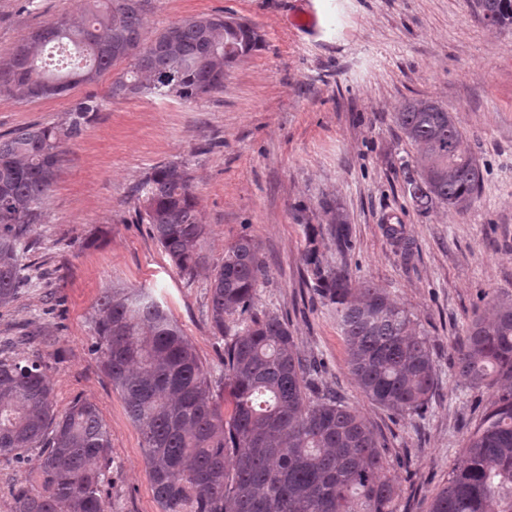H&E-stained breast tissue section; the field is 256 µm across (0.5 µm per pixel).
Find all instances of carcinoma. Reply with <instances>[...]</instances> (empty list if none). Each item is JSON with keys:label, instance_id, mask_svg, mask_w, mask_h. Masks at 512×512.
Wrapping results in <instances>:
<instances>
[{"label": "carcinoma", "instance_id": "1", "mask_svg": "<svg viewBox=\"0 0 512 512\" xmlns=\"http://www.w3.org/2000/svg\"><path fill=\"white\" fill-rule=\"evenodd\" d=\"M151 6L152 0H90L79 18L32 31L0 62V94L27 101L62 96L127 60L109 97L192 102L222 90L226 72L260 46L247 23L224 53V22L204 13L148 39L143 20ZM472 10L488 27L512 28V0H472ZM64 46L79 63L45 69V52ZM97 111L87 98L71 109L65 127L32 124L0 136V307L16 302L25 286V238L66 162L64 143ZM395 123L419 147L416 158L400 163L417 210L468 211L483 170L451 114L413 98ZM138 192L142 220L176 268L190 275L203 266L205 227L187 168L159 165ZM327 232L340 254L352 252L341 208ZM306 264V285L336 310L361 393L393 415L423 413L436 376L418 318L344 266L325 269L313 252ZM266 273L252 239L242 237L224 250L210 280L213 327L225 337L219 394L181 326L149 292L111 288L99 299L92 351L142 435L160 512H394L385 445L357 409L320 385L316 362L298 353L288 322L266 313L243 319L231 335L225 331L224 317L250 311ZM493 302L492 316L474 318L450 344L458 374L472 388L493 389V399L429 512H512V296ZM51 394L39 360L0 359V456L23 463L30 449H40L34 473L13 491L12 512H105L111 444L98 408L77 398L59 414Z\"/></svg>", "mask_w": 512, "mask_h": 512}]
</instances>
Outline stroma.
Segmentation results:
<instances>
[{
  "label": "stroma",
  "mask_w": 512,
  "mask_h": 512,
  "mask_svg": "<svg viewBox=\"0 0 512 512\" xmlns=\"http://www.w3.org/2000/svg\"><path fill=\"white\" fill-rule=\"evenodd\" d=\"M85 0H0V59L34 28L77 17ZM229 12L263 42L224 78L222 91L185 103L112 99L111 76L68 95L27 102L0 95V135L29 124L67 125L96 95L80 135L29 232L28 282L0 308V354L36 357L52 404L95 402L111 440L107 512H160L145 472L144 442L91 352L97 302L108 288H143L167 306L212 382L224 339L210 317V279L224 250L251 238L268 265L252 315L288 320L301 356L320 358L324 386L357 408L385 445L395 512H429L492 397L449 360V345L496 295H512V29L492 30L470 0H153L145 34L185 17ZM313 18L299 25L300 16ZM412 98L448 110L484 166L464 214H423L396 169L419 148L395 114ZM192 177L207 264L182 275L142 223L136 188L158 165ZM349 216L354 250L322 234L327 206ZM402 225L409 249L387 235ZM348 263L413 312L429 333L437 386L427 410L396 416L368 402L350 374L336 314L306 288L305 257Z\"/></svg>",
  "instance_id": "35a3bbf8"
}]
</instances>
